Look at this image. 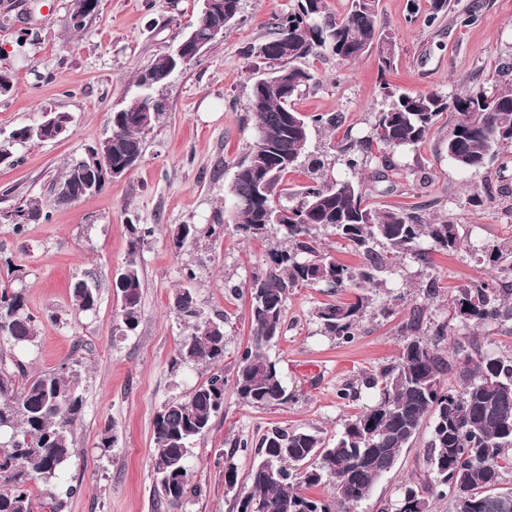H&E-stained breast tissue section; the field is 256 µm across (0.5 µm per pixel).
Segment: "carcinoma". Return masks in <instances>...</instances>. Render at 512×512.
Instances as JSON below:
<instances>
[{
	"label": "carcinoma",
	"instance_id": "cac0c4a2",
	"mask_svg": "<svg viewBox=\"0 0 512 512\" xmlns=\"http://www.w3.org/2000/svg\"><path fill=\"white\" fill-rule=\"evenodd\" d=\"M381 38L378 0H352L343 17L332 16L325 0H297V7L275 19L270 37L256 51L266 52L270 76L276 87H252L249 111L256 131L248 161L264 169L261 178L237 163L229 187L230 203L206 232L214 235L224 224L245 240L279 241L268 252L264 268L251 278L249 327L251 343L233 366L232 379L224 376V319L205 314L188 288L176 293L173 313L185 327L173 358L176 365L209 368V374L183 399L166 403L154 423L151 474L155 496L172 510L178 509L197 488L188 458L191 447L206 435L211 421L224 407V388L232 384L247 405L264 408L288 404L291 395L275 362L264 349L281 333L288 295L297 286L331 289L379 287L381 276L394 260L424 253L422 244L441 253L460 247L456 225L426 222L412 208L376 211L367 203L366 185L354 179L368 164L381 178L392 167L385 151L418 146L438 118L452 112L456 121L448 135V159L460 170L479 173L497 161L512 145V87L493 94L468 88L454 97L436 92L407 93L383 87L389 105L376 112L368 139L339 147L341 165L351 177L329 182L319 177L304 187L293 205L281 203L280 181L299 160L308 157L310 127L336 126V116L309 118L293 106L302 88L313 81L306 68L309 57L329 54L350 64ZM175 73L170 54L155 58L139 72V92L123 111L112 113V138L91 148L106 151L109 167L132 171L141 161L144 135L164 114L155 102L147 119L133 108ZM51 123L37 121L0 138V163L16 156L34 141L67 134L72 118L65 112L49 113ZM382 150L372 153V147ZM87 174L80 160L72 161L57 186L82 188ZM240 198L251 199L246 207ZM15 233L43 216L39 203L14 209ZM330 230L362 255L357 269L326 253L318 232ZM200 228L182 224L173 230L179 246L196 239ZM508 282L502 287L480 281L463 288L454 298L460 315L485 324L507 314L505 297L512 296V252H495ZM122 324L127 331L138 326L142 281L135 260L123 272ZM73 306L92 312L98 304V286L87 280L71 284ZM369 305V297L355 296L351 303H326L314 317L322 330L344 342L356 335ZM507 313H502V309ZM422 315L413 312L403 324L406 332L398 360L366 378L378 391V400L347 419L341 436L330 443L314 427H274L255 445L261 461L251 468L235 500L237 512H351L382 475L395 466L404 448L416 440L429 423L427 469L404 485L394 512H430L435 499L452 503L463 494L476 499L474 512H512V490L500 488L502 469L512 465V359L484 356L478 337L458 333L449 348L448 324L436 325L432 334L422 331ZM0 338L24 350L36 341V318L21 289L0 286ZM0 360V512H34L29 484L40 480L57 486L61 467L74 447V429L83 410L80 375L61 364L55 371L25 375ZM246 438H236L224 458L230 486L239 484L234 462L237 452L250 448ZM306 465L303 471L298 467ZM329 485L330 494L311 496L307 490Z\"/></svg>",
	"mask_w": 512,
	"mask_h": 512
}]
</instances>
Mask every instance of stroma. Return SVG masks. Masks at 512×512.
<instances>
[{"label":"stroma","instance_id":"35a3bbf8","mask_svg":"<svg viewBox=\"0 0 512 512\" xmlns=\"http://www.w3.org/2000/svg\"><path fill=\"white\" fill-rule=\"evenodd\" d=\"M70 4L0 0V70L12 81L11 90L0 93V134L38 121L47 110L72 117L66 137L30 143L16 161L0 164V215L32 200L46 213L20 235L0 222V283L16 280L37 318L35 345L15 356L0 339V360L8 366L21 360L31 374L64 363L80 373L83 411L61 473L76 492L63 512H170L153 494L154 420L164 404L185 398L207 375L201 365L172 364L185 333L171 310L174 295L190 288L209 316L223 317L224 365L232 367L248 341L249 282L270 248L266 241L243 242L229 229L180 248L172 231L180 224L206 226L223 209L234 166L254 143L251 87L269 70L250 50L295 0H241L223 38L159 89L166 112L146 133L137 168L107 181L98 194L58 207L53 183L108 134L110 115L133 92L137 72L173 48L198 10V0H99L76 31ZM471 8L477 21L461 26L458 14ZM429 13V0H379L381 40L366 55L350 65L329 55L308 59L317 82L296 97L295 107L307 116H336L335 127L312 130L309 146L333 176L345 170L329 144L368 134L374 113L388 103L382 83L445 95L512 84V0H450L447 16L432 25ZM386 55L392 68L383 74ZM453 121L444 114L418 148L395 157L387 181L368 183L367 192L375 209L414 207L424 221L457 224L460 248L399 258L380 287L367 289L370 304L349 343L325 334L313 313L327 303L354 301V290L294 288L280 336L266 349L292 401L254 408L226 387L223 411L189 458L202 493L178 512H233L224 454L235 437L255 440L288 425L312 426L336 440L346 419L375 402L364 379L397 360L400 327L413 309L422 310L427 327L444 322L452 331L475 332L483 353L512 357L511 318L477 327L451 308L460 289L493 277V250H512V193L506 191L512 160L475 175L459 170L448 159ZM135 224L154 226V235L135 243ZM132 259L142 280L139 326L124 336L117 330L122 300L112 277ZM188 267L194 280L184 276ZM89 275L98 281L99 302L94 312L80 313L70 286ZM345 387L357 398L340 399ZM106 437L111 447H102ZM425 443L418 438L404 451L352 512H385L394 504L405 480L425 470Z\"/></svg>","mask_w":512,"mask_h":512}]
</instances>
